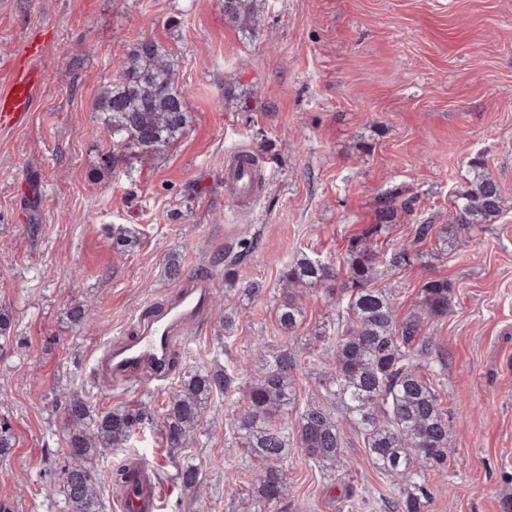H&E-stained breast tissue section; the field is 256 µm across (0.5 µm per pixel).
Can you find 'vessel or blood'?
I'll return each mask as SVG.
<instances>
[{
  "label": "vessel or blood",
  "instance_id": "obj_1",
  "mask_svg": "<svg viewBox=\"0 0 512 512\" xmlns=\"http://www.w3.org/2000/svg\"><path fill=\"white\" fill-rule=\"evenodd\" d=\"M42 48H30L28 61L16 65L0 85V131L24 127L42 88L43 76L36 60ZM252 154L240 150L230 156V173L239 197L255 196L251 180ZM214 284L202 280L172 296L145 306L133 327L115 342L104 345L96 358V373L107 380L163 382L171 373L174 342L188 328L202 324L209 314ZM129 478L118 504L120 512H160L162 491L142 459L129 460Z\"/></svg>",
  "mask_w": 512,
  "mask_h": 512
}]
</instances>
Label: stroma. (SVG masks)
<instances>
[{"instance_id": "obj_1", "label": "stroma", "mask_w": 512, "mask_h": 512, "mask_svg": "<svg viewBox=\"0 0 512 512\" xmlns=\"http://www.w3.org/2000/svg\"><path fill=\"white\" fill-rule=\"evenodd\" d=\"M143 37L173 62L192 124L165 153L111 173L101 168L112 140L96 103ZM33 42L48 45L35 114L0 131V308L13 316L0 341V420L12 434L0 506L49 512L46 490L65 464L56 404L74 392L99 411L158 412L189 371L285 344L302 356L293 412L321 400L338 319L330 292L347 281L348 246L373 223L375 196L391 192L415 198V210L375 248L410 244L416 258L381 267L378 287L402 318L424 282L452 286L447 317L424 327L452 432L447 470L425 473L423 512H503L512 496V0H262L254 33L225 19L222 0H0V71ZM239 146L270 176L245 209L224 182V156ZM475 157L501 187V217L444 244L414 243L416 224L451 223ZM121 227L137 237L127 252L112 246ZM171 253L185 281L215 280L207 321L181 339L167 387L96 385L102 345L178 290L163 273ZM305 255L331 276L303 289V324L288 337L275 317L282 271ZM252 281L262 292L251 298L238 286ZM76 306L85 325L69 319ZM223 311L234 319L229 337ZM244 403L240 391L213 397L192 448L168 447L153 423L105 451V512H116L117 467L135 455L160 482L162 512H255L262 466L229 422ZM343 432L348 467H320L297 448L281 461L291 512H391L394 479L371 466L351 425ZM189 459L206 465L191 490L172 479Z\"/></svg>"}]
</instances>
